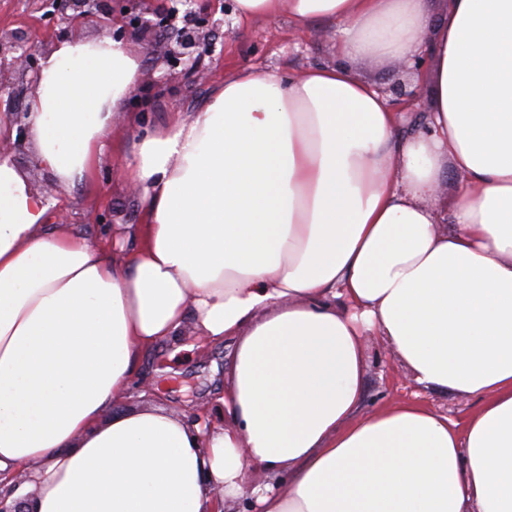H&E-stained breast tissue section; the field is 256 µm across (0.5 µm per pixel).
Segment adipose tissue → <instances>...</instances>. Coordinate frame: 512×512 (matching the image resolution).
I'll list each match as a JSON object with an SVG mask.
<instances>
[{
    "label": "adipose tissue",
    "instance_id": "obj_1",
    "mask_svg": "<svg viewBox=\"0 0 512 512\" xmlns=\"http://www.w3.org/2000/svg\"><path fill=\"white\" fill-rule=\"evenodd\" d=\"M235 3L335 25L336 62L227 75L145 131L115 162L130 248L50 223L0 161V483L31 512H512V0ZM421 54L431 110L404 135L354 66ZM140 72L107 37L45 55L29 133L62 185L92 178ZM189 324L235 342L221 424L118 411ZM369 334L477 408L364 412Z\"/></svg>",
    "mask_w": 512,
    "mask_h": 512
}]
</instances>
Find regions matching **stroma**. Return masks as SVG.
<instances>
[{
	"mask_svg": "<svg viewBox=\"0 0 512 512\" xmlns=\"http://www.w3.org/2000/svg\"><path fill=\"white\" fill-rule=\"evenodd\" d=\"M224 3L225 0H213L211 75L190 79L180 72L167 71L150 54L147 41L136 36L126 39V47L143 59L139 80L126 100V111L145 115L149 125L157 126L166 122L169 113L196 111L225 75L240 68L254 67L291 76L334 62L332 25L323 23L302 32L285 14L243 22L236 15L225 14ZM0 29L23 32L27 45L42 54L63 39L44 0H0ZM109 142L95 179L73 187L57 181L38 159L32 144L17 147L9 138L4 144L8 159L27 175L51 211L67 212L75 230L96 242L102 234L111 232L113 225L135 224L140 219L137 195L112 167L113 150L133 144L127 126L121 123L114 127ZM193 341L192 332H185L178 343L161 344L142 361L140 372L149 384V395L143 398L129 394L125 400L128 409L161 403L169 410L191 416L211 404L215 392L229 377L233 344L227 341L202 354L192 350ZM363 346L367 359L366 410L390 402L416 400L460 419L476 408V400L415 384L381 338L365 337Z\"/></svg>",
	"mask_w": 512,
	"mask_h": 512,
	"instance_id": "1",
	"label": "stroma"
}]
</instances>
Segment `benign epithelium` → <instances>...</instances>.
Masks as SVG:
<instances>
[{
  "label": "benign epithelium",
  "instance_id": "7a95c632",
  "mask_svg": "<svg viewBox=\"0 0 512 512\" xmlns=\"http://www.w3.org/2000/svg\"><path fill=\"white\" fill-rule=\"evenodd\" d=\"M125 10L114 14L110 0H54L60 13L67 19L81 18L91 22H103L112 26V39L123 41L130 35L145 38L156 36L157 30L163 28L171 32L166 39L163 54L164 64L171 70L181 69L187 77H194L203 71L206 57L211 55L212 44L207 41L208 27L212 23V13L208 0H182L186 6L185 13L198 18V23L190 31L176 27L178 12L167 11L147 18V11L142 8V0H124ZM426 58L414 60L413 64L399 63L398 72L407 75L397 79L382 89V93L391 96L394 101L418 100L421 88L412 83L409 75L420 73ZM10 69L17 74V81L5 84L0 81V99L7 98L6 111L9 112L11 124L16 126V143L28 138V108H19L23 94L38 79L39 66L35 50L26 46L18 32L0 31V72Z\"/></svg>",
  "mask_w": 512,
  "mask_h": 512
}]
</instances>
